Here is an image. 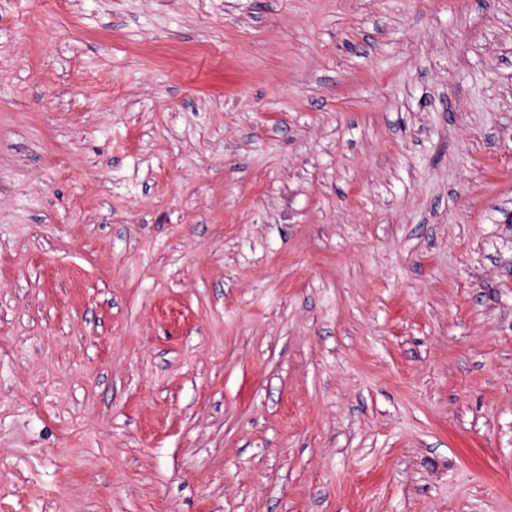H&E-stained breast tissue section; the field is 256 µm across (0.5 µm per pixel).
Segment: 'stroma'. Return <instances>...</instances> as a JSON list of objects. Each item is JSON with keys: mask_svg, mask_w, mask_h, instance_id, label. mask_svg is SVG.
<instances>
[{"mask_svg": "<svg viewBox=\"0 0 512 512\" xmlns=\"http://www.w3.org/2000/svg\"><path fill=\"white\" fill-rule=\"evenodd\" d=\"M0 512H512V0H0Z\"/></svg>", "mask_w": 512, "mask_h": 512, "instance_id": "35a3bbf8", "label": "stroma"}]
</instances>
